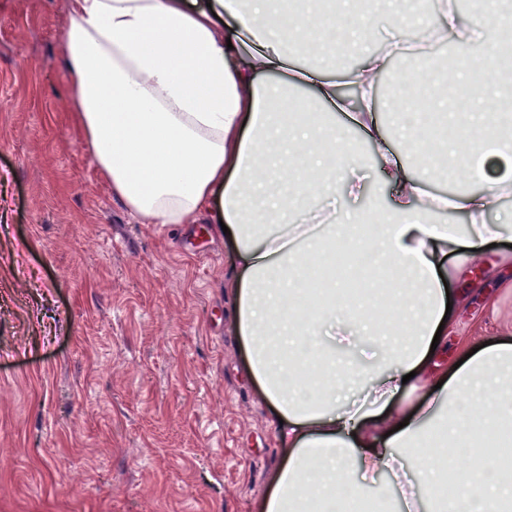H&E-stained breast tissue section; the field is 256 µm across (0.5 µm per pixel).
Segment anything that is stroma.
I'll list each match as a JSON object with an SVG mask.
<instances>
[{"mask_svg":"<svg viewBox=\"0 0 512 512\" xmlns=\"http://www.w3.org/2000/svg\"><path fill=\"white\" fill-rule=\"evenodd\" d=\"M67 0H0V512H262L276 416L235 329L230 244L113 196L73 117ZM484 249L439 371L512 336ZM493 320H486L488 303ZM407 465L360 494L406 512Z\"/></svg>","mask_w":512,"mask_h":512,"instance_id":"stroma-1","label":"stroma"}]
</instances>
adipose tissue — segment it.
<instances>
[{"label":"adipose tissue","mask_w":512,"mask_h":512,"mask_svg":"<svg viewBox=\"0 0 512 512\" xmlns=\"http://www.w3.org/2000/svg\"><path fill=\"white\" fill-rule=\"evenodd\" d=\"M500 2L483 0L480 14L464 16L437 0L441 28L456 42L452 84L470 82L473 48ZM372 22L353 0H69L64 49L76 119L113 195L133 213L153 224L214 213L228 229L238 332L249 371L281 420L283 457L263 512H343L356 497L352 475L372 479L399 456L425 471L412 512H512V478L488 464L457 474L459 493L440 499L446 471L428 446L447 433L453 461L512 425V342L481 347L447 371L427 407L408 416L391 407L403 376L427 369L447 286L462 278L464 263L480 261L485 243L512 233L487 218L512 184V137L501 135L512 123V86L491 67L459 104L433 96L425 112L409 111L416 90L442 69L427 53L415 56L397 100L380 98L375 79L407 40L410 15L402 10L384 49L361 47L344 72L320 56L308 68L295 63L297 42L315 50L342 29L361 46ZM343 82L355 96L341 93ZM307 87L347 124L324 125L306 103L291 105L290 89ZM387 111L399 114L398 124L385 123ZM429 116L452 129L440 143L444 171L424 159ZM396 135L423 157L421 172L390 150ZM358 140L378 146L375 164L390 195L336 224L318 202L363 194ZM447 171L466 172L484 188L430 194L428 183ZM217 195L223 204L215 211ZM449 208L469 217L465 233L436 223ZM339 244L365 248L386 271L388 313L351 306L332 281L305 294L306 257L324 258ZM458 251L463 264L446 265ZM340 308L349 320L341 341L368 348L367 366L337 369L335 353L316 341L320 313ZM476 390L491 393L478 415L461 402Z\"/></svg>","instance_id":"ef3b65f1"}]
</instances>
